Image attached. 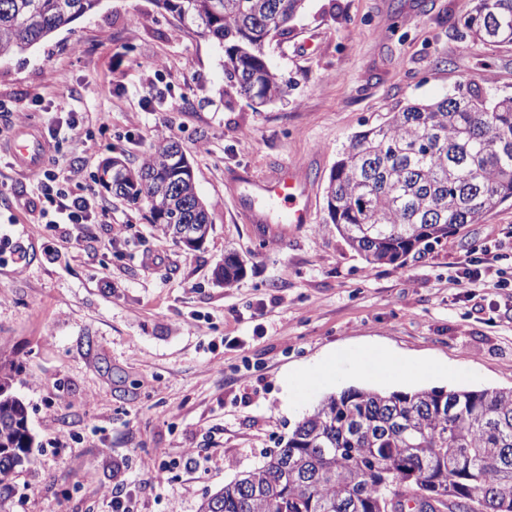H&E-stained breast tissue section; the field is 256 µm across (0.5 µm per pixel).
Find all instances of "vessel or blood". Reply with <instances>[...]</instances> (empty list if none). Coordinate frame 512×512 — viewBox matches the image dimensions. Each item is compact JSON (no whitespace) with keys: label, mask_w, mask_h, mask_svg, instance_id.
Returning a JSON list of instances; mask_svg holds the SVG:
<instances>
[{"label":"vessel or blood","mask_w":512,"mask_h":512,"mask_svg":"<svg viewBox=\"0 0 512 512\" xmlns=\"http://www.w3.org/2000/svg\"><path fill=\"white\" fill-rule=\"evenodd\" d=\"M11 156L18 166L36 167L44 157V144L36 137L14 140ZM245 184L250 197L276 203L286 223H310L311 207L306 198V189L295 170L286 168L268 179L249 178Z\"/></svg>","instance_id":"vessel-or-blood-1"}]
</instances>
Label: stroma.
<instances>
[{"instance_id": "stroma-1", "label": "stroma", "mask_w": 512, "mask_h": 512, "mask_svg": "<svg viewBox=\"0 0 512 512\" xmlns=\"http://www.w3.org/2000/svg\"><path fill=\"white\" fill-rule=\"evenodd\" d=\"M473 0H306L266 55L286 85L256 108L229 86L224 48L155 0L97 10L0 58V136L56 133L61 172L98 189L94 224L46 223L37 171L0 154V359L18 368L32 462L0 512H111L125 477L139 512H198L202 499L280 447L325 395L372 380L349 360L293 403L290 378L331 351L377 344L446 365L417 389L512 388V203L408 256L371 267L328 217L325 187L355 136L408 104L480 89L512 95V48L470 43ZM65 111H57V104ZM191 164L212 231L198 249L161 237L145 204L100 189L102 163L138 167L160 138ZM293 166L312 221L271 236L243 208L239 175ZM496 252L501 287L456 284ZM245 274L224 285V255ZM201 467L186 472L185 449ZM164 465L144 470L156 451Z\"/></svg>"}]
</instances>
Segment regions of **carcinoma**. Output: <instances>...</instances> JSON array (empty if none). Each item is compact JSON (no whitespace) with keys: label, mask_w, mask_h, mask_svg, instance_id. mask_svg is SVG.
Masks as SVG:
<instances>
[{"label":"carcinoma","mask_w":512,"mask_h":512,"mask_svg":"<svg viewBox=\"0 0 512 512\" xmlns=\"http://www.w3.org/2000/svg\"><path fill=\"white\" fill-rule=\"evenodd\" d=\"M101 0H0V58L22 53L93 11ZM224 45L231 87L258 104L284 82L265 59L269 34L305 0H156ZM471 41L512 47V0H476ZM112 195L144 202L166 238L210 224L184 155L154 150L136 168L110 162ZM331 222L367 264L404 265L420 246L479 223L512 201V97L478 89L410 104L355 137L326 187ZM243 274L224 257L225 285ZM15 369L0 362V494L30 462L27 409ZM396 497L431 512H512V388L324 396L285 445L207 496L199 512H391Z\"/></svg>","instance_id":"obj_1"}]
</instances>
